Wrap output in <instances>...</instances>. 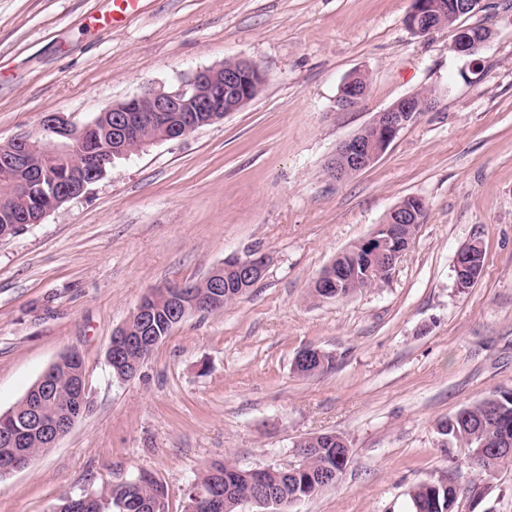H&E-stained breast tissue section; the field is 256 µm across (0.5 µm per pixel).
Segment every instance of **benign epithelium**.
<instances>
[{
  "mask_svg": "<svg viewBox=\"0 0 512 512\" xmlns=\"http://www.w3.org/2000/svg\"><path fill=\"white\" fill-rule=\"evenodd\" d=\"M480 0H412L406 17L407 27L417 35L426 36L434 31L433 19L443 11L458 14L474 10ZM482 46L470 29L458 30L453 50L472 55ZM264 79L261 68L254 62L239 60L227 66L195 71L186 80L168 91L147 88L140 94L117 103H110L101 109V114L110 116L108 130L112 134L111 154L90 151L75 157L77 145L85 132L94 127L92 123L74 124L67 116L55 112L41 119L39 130L21 133L3 143L0 152L4 165L14 175V190L19 195L30 192L31 160L43 158L70 157L72 162L64 174V185L56 194L49 196V204L39 211L19 212L10 216L17 224H39L50 211L64 203L87 193L107 173L112 156L124 157L155 141L180 139L199 128L224 119V115L236 111L247 101L248 83ZM341 106L352 108L359 104L368 93V83L358 81L354 74L343 84ZM427 107L411 96L402 98L397 104L378 113L373 121L339 144L329 170L334 178L343 180L374 164L387 151L399 133L412 124L417 115ZM393 223L380 224L375 231L352 250L362 257L364 272L381 276L390 274L397 260L407 249L410 239L404 234L403 225L420 224L426 214L424 203L412 207L396 206L391 210ZM339 255L317 278L323 287L336 289L335 298L343 296V289L350 287L346 269L339 264ZM267 257L258 251L243 256L230 255L213 267L205 276L214 288L211 298L201 302L189 299L178 309L172 310L173 319L181 323L189 315L202 311L212 302L224 299L223 289L236 288L238 294L245 293L259 280L265 270ZM483 267V247L478 241L469 244L465 251L458 252L455 262V281H469L480 274ZM185 285H167L146 294L129 319L111 338L107 357L108 363L127 362L132 366L125 379L135 377L145 359L151 354L145 336L154 319L152 303L160 296H170L174 289ZM67 375L70 394L60 402L52 422H44L41 414H35L37 428L58 441L89 409V398L83 385V363L76 352L60 357L42 374L38 387L48 391L47 383L58 371ZM29 455L15 452L0 460V479L25 467Z\"/></svg>",
  "mask_w": 512,
  "mask_h": 512,
  "instance_id": "1",
  "label": "benign epithelium"
}]
</instances>
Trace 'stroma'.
Instances as JSON below:
<instances>
[{"instance_id": "35a3bbf8", "label": "stroma", "mask_w": 512, "mask_h": 512, "mask_svg": "<svg viewBox=\"0 0 512 512\" xmlns=\"http://www.w3.org/2000/svg\"><path fill=\"white\" fill-rule=\"evenodd\" d=\"M411 0H140L103 30L109 0H0V143L43 115L90 121L109 102L168 90L196 70L247 59L262 93L224 120L115 160L89 193L0 241V412L61 355L83 359L89 412L0 481V512L148 471L168 512L211 463L286 467L301 438L350 448L336 486L290 512H410L418 484L450 480L456 512H512V466L479 475L439 424L512 389V0L426 36ZM493 33L457 53L458 29ZM366 73L357 107L339 103ZM432 105L370 167L344 181L337 146L398 100ZM427 215L389 278L343 300L308 296L338 255L403 198ZM481 241L472 288L456 253ZM257 249L263 277L220 313L177 325L136 377L116 379L112 334L149 290L197 281ZM317 348L327 371L303 377Z\"/></svg>"}]
</instances>
